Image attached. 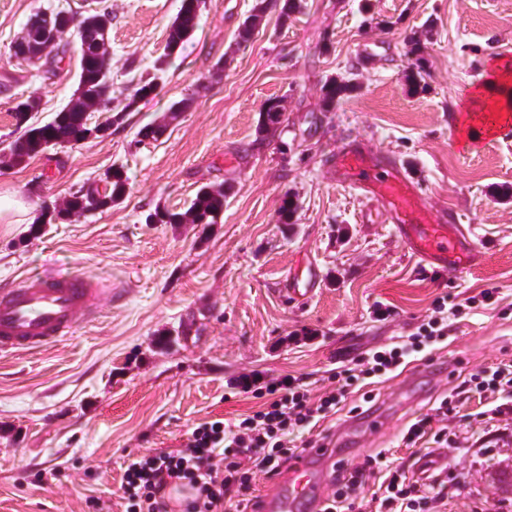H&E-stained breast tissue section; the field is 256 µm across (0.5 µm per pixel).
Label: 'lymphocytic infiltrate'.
I'll use <instances>...</instances> for the list:
<instances>
[{
    "instance_id": "1",
    "label": "lymphocytic infiltrate",
    "mask_w": 512,
    "mask_h": 512,
    "mask_svg": "<svg viewBox=\"0 0 512 512\" xmlns=\"http://www.w3.org/2000/svg\"><path fill=\"white\" fill-rule=\"evenodd\" d=\"M445 312V299L435 300L432 314L408 343L361 354L336 372L335 386L317 396L290 375L242 376L240 391L261 399L259 410L234 424L201 423L177 450L128 453L121 483L125 512H170L167 490L174 486L189 491L182 512H258L260 498L250 492L254 474L276 478L298 455L284 439L288 429L319 423L341 410L366 379L396 371L410 353L447 336ZM507 386L512 388L511 359L479 368L462 381L460 390L483 398ZM455 409L456 394L442 396L431 414L408 425L402 437L405 446L416 447L428 436L443 443L446 432L441 425ZM372 473L381 481L368 494L365 478ZM438 496L435 484L418 486L409 478L406 463L384 448L355 464L337 461L333 492L323 512H429L428 503Z\"/></svg>"
}]
</instances>
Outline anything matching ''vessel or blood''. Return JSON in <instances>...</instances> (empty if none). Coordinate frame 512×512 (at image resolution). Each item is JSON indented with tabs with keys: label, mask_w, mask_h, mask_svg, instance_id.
I'll return each mask as SVG.
<instances>
[{
	"label": "vessel or blood",
	"mask_w": 512,
	"mask_h": 512,
	"mask_svg": "<svg viewBox=\"0 0 512 512\" xmlns=\"http://www.w3.org/2000/svg\"><path fill=\"white\" fill-rule=\"evenodd\" d=\"M473 122L499 133L512 126L500 112L473 114ZM339 182L354 186L377 202L394 224L407 253L421 265L460 269L483 262L461 225L443 211H431L418 186L394 163L363 145L337 147L330 157ZM104 288L80 275L44 274L0 289V353L32 350L70 336L92 315ZM332 448H309L288 471L283 493L265 501V512H318L327 481L316 466L332 458Z\"/></svg>",
	"instance_id": "b4317fda"
}]
</instances>
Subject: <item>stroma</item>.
Wrapping results in <instances>:
<instances>
[{
    "label": "stroma",
    "instance_id": "stroma-1",
    "mask_svg": "<svg viewBox=\"0 0 512 512\" xmlns=\"http://www.w3.org/2000/svg\"><path fill=\"white\" fill-rule=\"evenodd\" d=\"M257 2L206 0L160 73L181 0H0V196L25 205L0 217V284L52 272L112 290L72 336L0 355V512H124L129 451L176 449L200 423L251 413L258 399L234 387L245 375L290 374L320 389L353 357L405 340L443 296L463 306L434 354L445 374L406 370L373 384L379 429L344 410L317 429L351 463L383 448L410 465L444 455L435 512H512V392L461 394L447 446L414 452L401 441L449 374L512 357V129L489 137L456 122L484 101L512 100V84L495 77L512 66V0H303L285 22L269 9L238 43ZM49 7L111 11V99L90 115L110 129L14 166L15 103L37 98L29 121L44 124L77 88V40L51 71L10 57L30 14ZM412 35L426 59L417 91L406 80ZM333 77L355 89L328 107L322 87ZM150 78L156 96L126 110ZM272 100L281 122L259 131ZM179 101L186 108L163 138L137 144L139 129ZM344 141L388 156L434 208L457 215L485 263L442 272L408 254L377 204L329 169ZM115 166L128 176L118 205L33 233L43 212ZM222 183L232 191L220 223H147L155 208L185 210L202 186ZM289 196L297 208L284 224ZM308 282L304 301L290 296ZM489 287L497 307L464 306ZM502 405L510 414H497Z\"/></svg>",
    "mask_w": 512,
    "mask_h": 512
}]
</instances>
